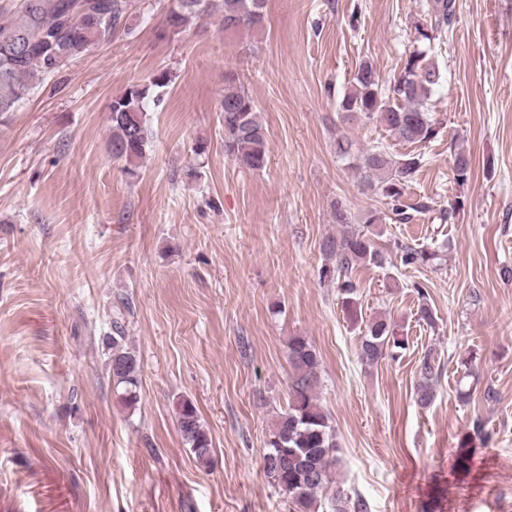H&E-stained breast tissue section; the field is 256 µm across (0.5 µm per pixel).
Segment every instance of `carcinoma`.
Segmentation results:
<instances>
[{
    "instance_id": "carcinoma-1",
    "label": "carcinoma",
    "mask_w": 512,
    "mask_h": 512,
    "mask_svg": "<svg viewBox=\"0 0 512 512\" xmlns=\"http://www.w3.org/2000/svg\"><path fill=\"white\" fill-rule=\"evenodd\" d=\"M266 0H176L167 13L172 34L182 33L190 22L205 16H218L226 30L255 28L263 24ZM131 0H15L9 17L0 22V115L14 112L31 92L49 77L83 56L91 48L112 40V35L127 25ZM456 0H428V24H415L417 47L406 55L401 71L390 86L380 80L368 62L359 65L350 89L338 102L342 120L348 124L376 121L399 143H426L438 135L436 122L428 110V101L443 80V71L435 61L434 43L455 17ZM171 71L153 74L147 85H133L112 100L110 123L112 158L132 166L144 157L149 142L145 100L150 88L162 89L172 82ZM232 73L224 74L221 112L224 125V154L238 166L262 171L269 158L268 132L253 98L235 86ZM336 153L349 165L364 173L365 186L378 190L389 199L392 216L369 212L365 223L381 224L387 219L407 223L413 214L428 210L424 202L402 201L405 187L415 178L422 157L412 152L391 158L380 149L356 151L354 141L341 135ZM456 183L463 186L471 176L469 154L461 149L453 160ZM394 248L404 267L442 260L439 251H427L405 243ZM322 249L334 265L321 268V283L336 285L342 295L344 311L353 323L359 322L357 286L349 278L358 266L383 268L387 255L362 230H350L328 237ZM112 337V380L121 390V399L129 406L140 399L138 360L124 347L122 327L114 325ZM408 337L385 316L365 324L359 352L363 364L372 367L390 357L396 359L408 348ZM288 361L292 373L288 411L272 430L263 455V472L269 482L288 497L293 512H320L322 499L330 500L331 512H368V504L351 497L335 479L338 443L330 418L319 403L320 362L314 347L302 336L288 341ZM443 365L433 349L425 351L419 364L415 402L423 410L434 403L436 385ZM177 423L183 440L196 461L210 462L212 444L188 400L180 403Z\"/></svg>"
}]
</instances>
